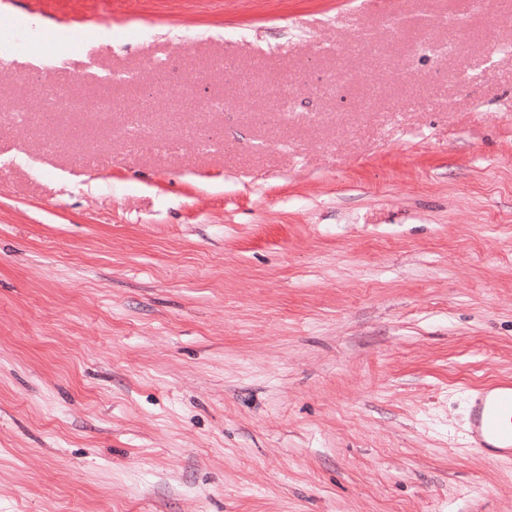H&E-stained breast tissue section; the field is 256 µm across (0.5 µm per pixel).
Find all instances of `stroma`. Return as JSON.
Here are the masks:
<instances>
[{
  "label": "stroma",
  "mask_w": 512,
  "mask_h": 512,
  "mask_svg": "<svg viewBox=\"0 0 512 512\" xmlns=\"http://www.w3.org/2000/svg\"><path fill=\"white\" fill-rule=\"evenodd\" d=\"M1 14L47 39L0 56V512H512V460L465 432L512 378V0ZM41 70L137 73L159 112L284 73L292 109L143 142L78 116V146L6 115Z\"/></svg>",
  "instance_id": "35a3bbf8"
}]
</instances>
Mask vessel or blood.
Here are the masks:
<instances>
[{
    "label": "vessel or blood",
    "mask_w": 512,
    "mask_h": 512,
    "mask_svg": "<svg viewBox=\"0 0 512 512\" xmlns=\"http://www.w3.org/2000/svg\"><path fill=\"white\" fill-rule=\"evenodd\" d=\"M468 444L477 452L512 459L511 379L470 390Z\"/></svg>",
    "instance_id": "b4317fda"
}]
</instances>
